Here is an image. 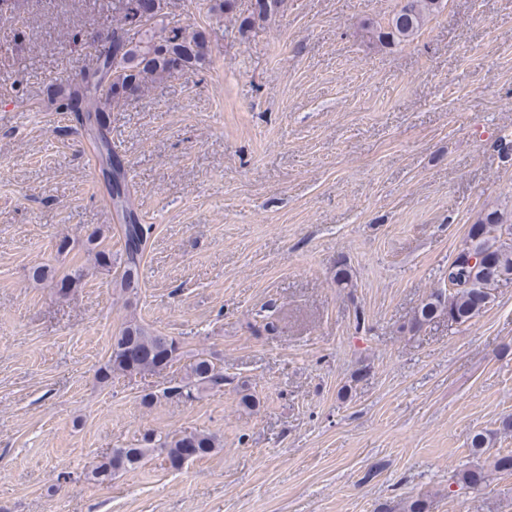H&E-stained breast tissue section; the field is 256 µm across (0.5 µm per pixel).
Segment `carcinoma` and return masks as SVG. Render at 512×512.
<instances>
[{
    "label": "carcinoma",
    "mask_w": 512,
    "mask_h": 512,
    "mask_svg": "<svg viewBox=\"0 0 512 512\" xmlns=\"http://www.w3.org/2000/svg\"><path fill=\"white\" fill-rule=\"evenodd\" d=\"M168 4L169 0H112V10L120 15L121 26L85 41L86 47L93 50L95 65L70 81L68 87L57 91L66 100L68 111L76 113L80 120L93 116L102 124L104 114L112 105L139 97L153 84L195 71L205 64L210 52L206 33L180 26L175 21L176 14L166 11ZM442 4L443 0H401L388 27L378 29L364 23L362 29L368 39L382 45L408 42ZM287 6L288 0H251L239 28L244 31L263 25ZM130 30L136 31V37H127ZM87 131L93 137L101 163L112 173V207L124 240L120 256L122 273L115 287L122 293H134L152 225L139 223L124 167L101 129L90 125ZM506 234L512 236V226L504 227L495 211L484 214L472 225L452 262L463 265L470 253L481 259L468 268L463 283H450L448 288L430 293L414 313L409 330L417 333L442 318L463 324L481 313L491 302L492 288L512 280V242L504 240ZM98 239L97 235L88 239L89 251L95 252L97 267L108 271L112 267V253L98 249ZM84 277L85 270L81 267L66 274L60 281L59 293L68 294ZM178 357L179 345L175 339L130 323L113 337L112 355L98 371V379L106 383L115 374L155 372ZM223 385L221 368L210 359L196 355L182 383L163 389L161 396L193 400L203 391ZM219 447L217 436L205 431H177L163 437L146 433L136 447L113 449L107 461L92 471V478L103 484L116 469H132L154 454L163 457L170 468L179 470L191 462L188 451L201 459ZM492 472L512 473V453L495 456L487 467L475 465L460 471L454 476L453 484L461 491H478ZM428 509L426 500L416 498L392 506L389 512H428Z\"/></svg>",
    "instance_id": "cac0c4a2"
}]
</instances>
